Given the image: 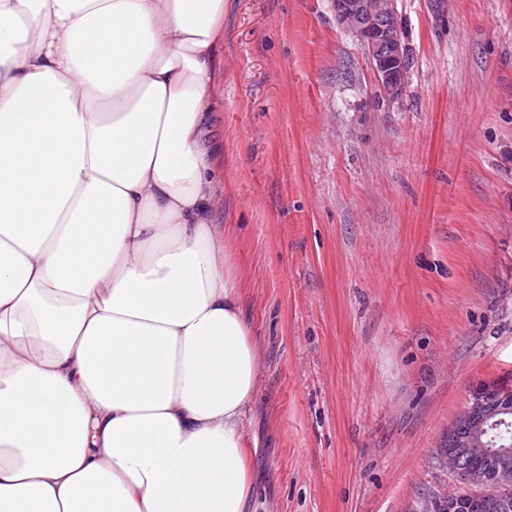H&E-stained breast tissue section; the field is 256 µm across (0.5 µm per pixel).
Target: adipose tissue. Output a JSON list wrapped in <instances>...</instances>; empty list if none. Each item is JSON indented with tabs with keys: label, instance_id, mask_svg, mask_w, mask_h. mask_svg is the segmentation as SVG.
Returning a JSON list of instances; mask_svg holds the SVG:
<instances>
[{
	"label": "adipose tissue",
	"instance_id": "obj_1",
	"mask_svg": "<svg viewBox=\"0 0 512 512\" xmlns=\"http://www.w3.org/2000/svg\"><path fill=\"white\" fill-rule=\"evenodd\" d=\"M224 0H0V512H259L206 143Z\"/></svg>",
	"mask_w": 512,
	"mask_h": 512
}]
</instances>
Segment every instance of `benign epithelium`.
Listing matches in <instances>:
<instances>
[{"instance_id":"1","label":"benign epithelium","mask_w":512,"mask_h":512,"mask_svg":"<svg viewBox=\"0 0 512 512\" xmlns=\"http://www.w3.org/2000/svg\"><path fill=\"white\" fill-rule=\"evenodd\" d=\"M397 0H334V12L341 27L367 51L375 75L378 98L392 102L405 87L408 54ZM512 413V401L491 383L471 392L468 408L448 426L437 459L457 475L467 491L494 500L500 512H512V447L491 448L490 431Z\"/></svg>"}]
</instances>
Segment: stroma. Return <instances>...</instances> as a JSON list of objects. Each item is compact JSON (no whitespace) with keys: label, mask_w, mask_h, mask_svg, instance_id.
<instances>
[{"label":"stroma","mask_w":512,"mask_h":512,"mask_svg":"<svg viewBox=\"0 0 512 512\" xmlns=\"http://www.w3.org/2000/svg\"><path fill=\"white\" fill-rule=\"evenodd\" d=\"M379 100L333 0H224L219 222L258 336L247 416L267 512H415L436 446L512 379V0H397Z\"/></svg>","instance_id":"35a3bbf8"}]
</instances>
